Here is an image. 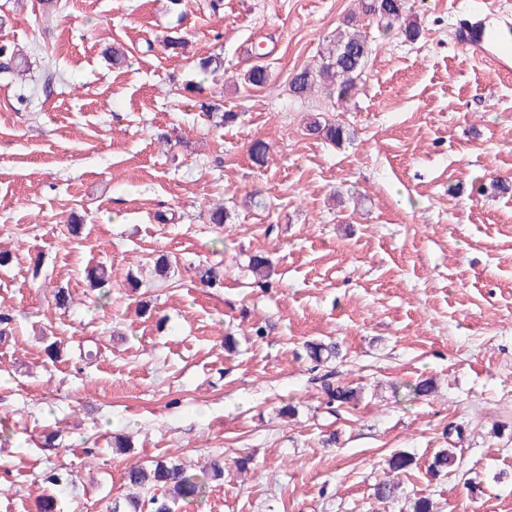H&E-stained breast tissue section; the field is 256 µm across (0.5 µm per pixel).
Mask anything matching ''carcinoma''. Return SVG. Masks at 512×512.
<instances>
[{
    "label": "carcinoma",
    "instance_id": "obj_1",
    "mask_svg": "<svg viewBox=\"0 0 512 512\" xmlns=\"http://www.w3.org/2000/svg\"><path fill=\"white\" fill-rule=\"evenodd\" d=\"M362 13L377 19L379 26L392 29L402 19V0H362ZM373 49L365 35L348 21L346 28L336 32V36L327 41L319 55V61L313 67H304L292 76L289 91L296 97H303L315 87L323 88L327 97L347 98L361 80ZM306 130L308 134L327 142L340 145L350 139L345 127L327 122L315 115L309 118ZM249 267L258 281L269 278V261L261 255L250 259ZM307 354L319 364H326L339 355L334 343H308ZM332 372L321 376L322 390L327 398L330 411L343 407L356 399L349 388L336 386L330 381ZM456 456L446 449L437 454L430 464V470L439 473L456 466ZM224 476V462L214 459L209 462L205 472L198 475L188 472L183 464L175 460H153L144 467L131 469L126 474V482L144 491L145 497L126 496L112 500L109 512H173L175 502L195 500L205 497L207 479L219 480ZM42 480L51 488L64 487L71 483L69 471L51 467L44 471Z\"/></svg>",
    "mask_w": 512,
    "mask_h": 512
}]
</instances>
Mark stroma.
<instances>
[{
	"label": "stroma",
	"mask_w": 512,
	"mask_h": 512,
	"mask_svg": "<svg viewBox=\"0 0 512 512\" xmlns=\"http://www.w3.org/2000/svg\"><path fill=\"white\" fill-rule=\"evenodd\" d=\"M211 3L58 0L49 15L0 0V46L25 67L0 72V249L14 256L0 307L15 316L0 340V512H35L50 465L73 472L61 512H107L130 467L217 457L223 479L175 512H408L420 498L512 512V193L492 187L512 178V77L458 41L467 24L512 30V0H407L413 40L361 17L373 53L335 103L288 84L358 0ZM215 55L223 70L201 73ZM257 64L261 87L244 82ZM214 96L236 122L203 111ZM317 113L351 141L306 135ZM255 254L272 262L269 287ZM99 264L104 300L85 280ZM202 265L220 282L201 284ZM145 301L154 316L137 314ZM311 341L339 344L328 368L356 393L333 414ZM94 344L100 356L81 359ZM422 380L431 393L408 398ZM117 436L128 449L113 451ZM444 449L460 465L432 474ZM397 453L408 470L389 469ZM389 480L397 500L376 499Z\"/></svg>",
	"instance_id": "obj_1"
}]
</instances>
